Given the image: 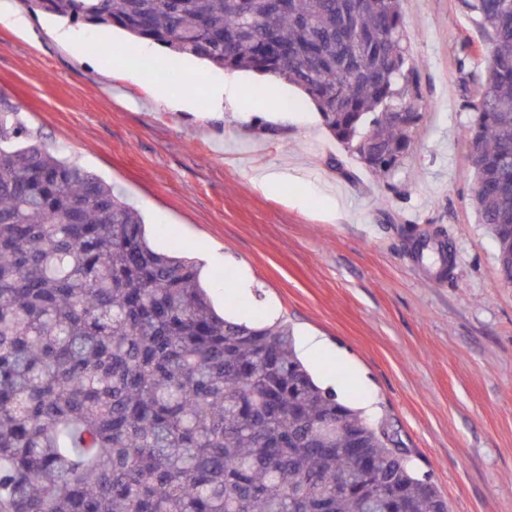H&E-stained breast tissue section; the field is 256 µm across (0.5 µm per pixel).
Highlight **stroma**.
Instances as JSON below:
<instances>
[{
  "label": "stroma",
  "mask_w": 512,
  "mask_h": 512,
  "mask_svg": "<svg viewBox=\"0 0 512 512\" xmlns=\"http://www.w3.org/2000/svg\"><path fill=\"white\" fill-rule=\"evenodd\" d=\"M419 90L430 104L400 167L379 178L334 140L313 103L283 80L195 61L206 80L171 85L182 59L158 48L152 79L122 30L78 21L92 45L112 38L114 62L57 41L49 14L27 10V34L0 24V98L59 156L112 184L147 222L160 249L205 241L224 257L204 264L216 309L237 320L286 319L325 346L308 366L323 388L371 406L450 512H512V284L495 240L471 206L470 78L460 40L489 39L462 0H403ZM235 85L215 111L208 83ZM267 96L247 99L254 87ZM193 108L159 105L160 89ZM291 101L287 117L271 99ZM249 120H240L242 111ZM285 169L266 192L252 177ZM440 232L454 261L436 276L410 251L409 232Z\"/></svg>",
  "instance_id": "35a3bbf8"
}]
</instances>
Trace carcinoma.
I'll return each instance as SVG.
<instances>
[{
  "instance_id": "cac0c4a2",
  "label": "carcinoma",
  "mask_w": 512,
  "mask_h": 512,
  "mask_svg": "<svg viewBox=\"0 0 512 512\" xmlns=\"http://www.w3.org/2000/svg\"><path fill=\"white\" fill-rule=\"evenodd\" d=\"M301 89L370 171L426 109L400 0H21ZM472 206L512 282V0H466ZM0 103V512H449L363 412L319 386L285 320L222 317L112 186ZM356 434L364 455L350 448Z\"/></svg>"
}]
</instances>
